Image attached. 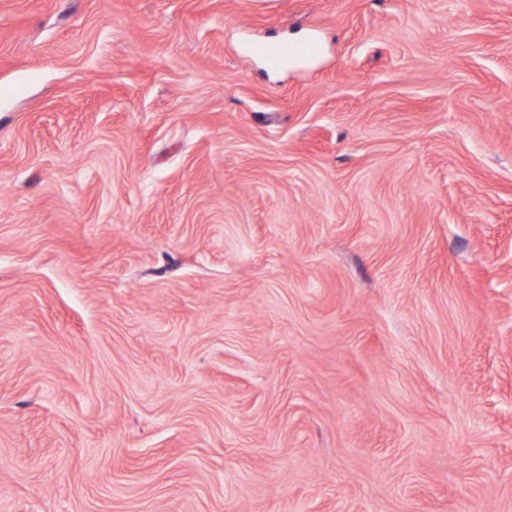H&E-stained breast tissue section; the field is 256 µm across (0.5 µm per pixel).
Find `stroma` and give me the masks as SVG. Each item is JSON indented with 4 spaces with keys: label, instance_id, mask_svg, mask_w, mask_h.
I'll return each mask as SVG.
<instances>
[{
    "label": "stroma",
    "instance_id": "stroma-1",
    "mask_svg": "<svg viewBox=\"0 0 512 512\" xmlns=\"http://www.w3.org/2000/svg\"><path fill=\"white\" fill-rule=\"evenodd\" d=\"M0 512H512V0H0Z\"/></svg>",
    "mask_w": 512,
    "mask_h": 512
}]
</instances>
